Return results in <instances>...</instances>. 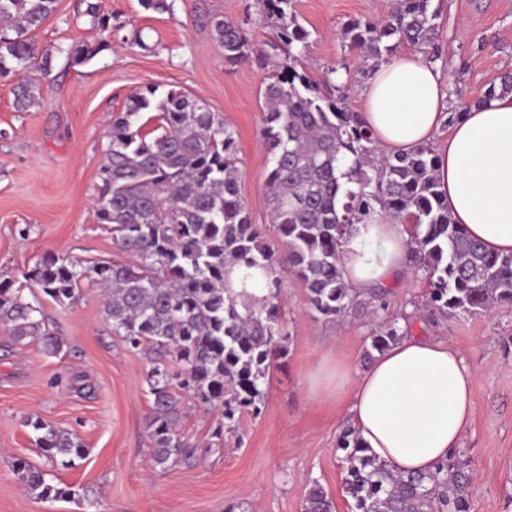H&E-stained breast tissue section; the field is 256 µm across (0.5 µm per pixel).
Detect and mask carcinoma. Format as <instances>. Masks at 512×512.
<instances>
[{"label":"carcinoma","instance_id":"1","mask_svg":"<svg viewBox=\"0 0 512 512\" xmlns=\"http://www.w3.org/2000/svg\"><path fill=\"white\" fill-rule=\"evenodd\" d=\"M293 0H261L262 19L272 29L270 51L278 58L263 96L260 129L269 167L267 204L274 237L253 224L235 168V131L224 118L177 89L156 99L147 87L129 98L107 128L106 156L99 170L96 216L112 227V242L130 263L85 266L67 256L44 255L24 272V283L0 280V326L20 342H39L59 354L62 338L36 318L39 308L24 294L32 285L60 306L81 297L82 283L104 290L102 313L127 350L147 358L151 396L147 431L155 466L189 465L197 446L180 429L182 400L189 396L216 411V438L233 433L246 413L265 403L273 360L288 353V333L280 312V278L265 284L267 295L247 291L254 271L275 265L276 253L302 281L306 301L326 318L355 307L386 311L381 295L369 299L343 278L341 246L349 226L380 210L411 225L410 262L431 284L428 304L443 314L478 315L512 303V255L492 254L454 222L437 190L435 155L430 147L378 155L371 130L347 105L350 69L345 63L316 80L300 66L310 33L301 25ZM432 0H398L378 21L352 20L342 36L356 50L364 72L373 73L398 48L410 46L441 57L438 11ZM57 0H0V78L52 72L55 60L82 65L126 40L123 26L82 0L83 16L101 38L76 46L41 48L33 31L56 10ZM224 62L237 65L250 53L248 33L216 15L210 20ZM512 95V76L490 85L480 103ZM39 100L34 82H20L14 105L25 111ZM156 135L138 125L150 108ZM239 270V287L228 280ZM403 331L386 317L374 328L371 348L384 351ZM36 442L51 462L73 467L87 449L70 433L35 420ZM338 449L345 465L343 492L352 512H470L471 474L464 452L455 451L427 473L396 474L367 453L351 426L342 429ZM18 479L40 500L66 498L72 489L46 482L26 460H15ZM303 512H336L335 502L317 481L307 488Z\"/></svg>","mask_w":512,"mask_h":512}]
</instances>
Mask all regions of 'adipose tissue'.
I'll return each instance as SVG.
<instances>
[{
    "mask_svg": "<svg viewBox=\"0 0 512 512\" xmlns=\"http://www.w3.org/2000/svg\"><path fill=\"white\" fill-rule=\"evenodd\" d=\"M363 120L388 154L434 146L438 191L457 223L490 252L512 254V96L466 112L445 140L448 83L419 52L379 66L361 92ZM409 227L382 214L352 225L342 247L344 279L367 294L394 284L408 265ZM311 393L349 402V420L371 454L397 472H426L459 449L472 422L473 375L461 353L405 336L364 372L327 369Z\"/></svg>",
    "mask_w": 512,
    "mask_h": 512,
    "instance_id": "adipose-tissue-1",
    "label": "adipose tissue"
}]
</instances>
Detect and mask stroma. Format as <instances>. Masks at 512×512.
I'll use <instances>...</instances> for the list:
<instances>
[{"mask_svg": "<svg viewBox=\"0 0 512 512\" xmlns=\"http://www.w3.org/2000/svg\"><path fill=\"white\" fill-rule=\"evenodd\" d=\"M394 0H294L310 33L303 67L314 77L338 62L351 71L349 105L358 108L367 81L355 52L341 38L351 20L386 16ZM166 9L144 10L139 0H100L122 23L126 43L79 66L58 58L50 75L32 72L38 104L13 107L15 78H0V279H21L48 253L88 263L125 262L112 243L110 225L95 211L112 115L148 85L178 89L219 113L236 132L235 165L254 224L268 228L263 197L268 158L260 135V94L272 73L262 52L270 29L259 0H166ZM439 11L438 61L448 76L449 111L474 104L490 84L512 74V0H433ZM80 0H58L56 11L35 31L43 47L96 43L97 32L81 14ZM221 15L245 28L252 49L230 66L209 25ZM142 35L143 45L132 41ZM27 235H20V228ZM282 312L288 354L269 377L259 416L244 415L242 443L211 434L217 417L193 399L184 401L182 429L197 444L193 465L161 471L150 462L145 418V359L125 350L101 313V290L84 283L81 298L62 307L40 298L45 324L66 343L60 356L45 355L37 341H12L0 327V512H302L305 490L319 481L336 512H350L341 492L343 470L337 440L348 406L311 395L308 376L326 356L365 370L372 358L373 321L357 309L328 320L314 313L302 283L280 263ZM429 284L405 273L383 289L389 314L405 335L428 337L459 349L475 376L474 419L461 449L470 460L471 512H512V307L484 315L444 316L427 305ZM40 418L76 434L87 450L80 465L49 462L28 422ZM26 458L48 483L66 486L79 501H40L12 470Z\"/></svg>", "mask_w": 512, "mask_h": 512, "instance_id": "1", "label": "stroma"}]
</instances>
